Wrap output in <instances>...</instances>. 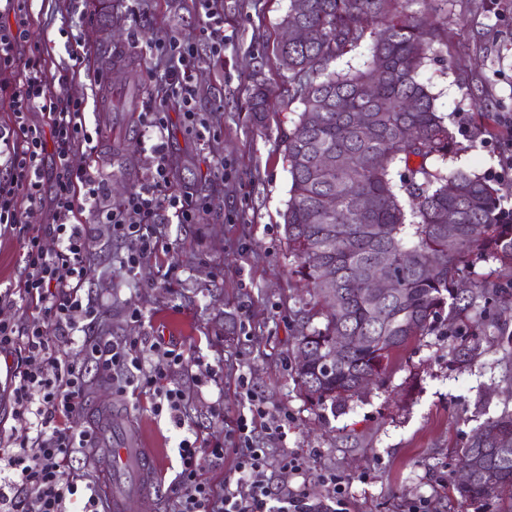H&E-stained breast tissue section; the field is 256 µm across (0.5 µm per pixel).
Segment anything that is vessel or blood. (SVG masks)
Listing matches in <instances>:
<instances>
[{"label": "vessel or blood", "instance_id": "vessel-or-blood-1", "mask_svg": "<svg viewBox=\"0 0 512 512\" xmlns=\"http://www.w3.org/2000/svg\"><path fill=\"white\" fill-rule=\"evenodd\" d=\"M113 421L111 410L100 412L99 425L105 445L92 463L100 473L113 479L103 492L108 512H129L132 503L153 491L151 453L142 448L139 441L130 438L124 441L122 447H111L109 441Z\"/></svg>", "mask_w": 512, "mask_h": 512}]
</instances>
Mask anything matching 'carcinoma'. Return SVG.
<instances>
[{"mask_svg":"<svg viewBox=\"0 0 512 512\" xmlns=\"http://www.w3.org/2000/svg\"><path fill=\"white\" fill-rule=\"evenodd\" d=\"M413 2L289 0L282 18L321 32L314 42L277 46L279 66L290 72L288 97L302 105L282 141L290 188L281 217L291 273L310 294L297 313L295 337L296 351H307L309 361L296 377L321 409L334 410L356 395L367 376L382 379L395 355L428 335L443 311L452 321L483 319L492 326L490 296L512 302L506 289L472 277L476 261L492 260L512 279V223L501 219L485 178L436 166L455 154L456 144L421 70L443 43L447 22L427 10L409 13ZM364 42L363 67L332 68ZM407 100L414 110H405ZM269 107L266 90L254 87L249 110L261 115ZM359 112L370 117L368 127L355 125ZM410 126L421 132L416 144L403 138ZM328 154L336 155V168L324 171ZM359 195L370 200L363 212L353 206ZM328 196L336 200L332 211L323 208ZM448 212L457 216L452 245L440 229ZM375 263L396 281L394 292L378 301L363 295L364 272ZM323 266L337 273L335 287H324ZM341 335L367 341L349 346L328 368L323 359ZM479 355L475 342L452 350L451 361L470 363ZM452 456L470 473L453 484L461 500L477 504L511 493L512 412L487 419Z\"/></svg>","mask_w":512,"mask_h":512,"instance_id":"obj_1","label":"carcinoma"}]
</instances>
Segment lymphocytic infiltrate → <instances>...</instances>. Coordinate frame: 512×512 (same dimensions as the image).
<instances>
[{
  "mask_svg": "<svg viewBox=\"0 0 512 512\" xmlns=\"http://www.w3.org/2000/svg\"><path fill=\"white\" fill-rule=\"evenodd\" d=\"M5 2L4 11L14 15L16 24L0 27V88L8 90L13 111L11 127L0 128V156L6 159L0 175V227L17 229L22 197L32 204L49 203L50 221L25 231L20 289L0 291V304L18 298L36 310L32 317L0 321V353L12 358V415L25 425L20 433L0 431V512H68V504L82 493L87 496L82 512H99L92 482H78L70 468L76 455L89 453L96 443L92 430L73 424L83 410L86 365H93L101 380L133 373L137 389L151 398L152 413L169 414L179 424L186 393L167 379L173 370L185 368L186 360L158 342L144 351L135 338L79 336L82 323L96 317L93 305L82 296L95 247L92 227L111 225L113 238L127 245L120 265L131 272L158 248L155 226L161 210L171 211L181 224L197 223L205 210V202L171 192L166 142L170 103H177L185 126L208 128L191 82L198 52L195 45L174 36L153 43L168 78L154 106L141 115L150 142L149 175L114 206L107 201L106 177L72 163L76 152L96 150L84 100L46 84L39 54H31L24 66L16 64V47L27 36L25 18L33 0ZM37 111L43 123L31 122V113ZM49 161L54 164L50 180L45 177ZM47 234L55 239L56 248L44 246ZM75 347L83 353L84 365L70 359L68 352ZM230 433L237 438V466L233 477L219 486L201 478L200 461L206 455L223 459V443L201 447L181 440L175 512H350L345 487L336 475L327 476V496L318 502L304 485L265 480L269 456L254 438L247 416H239Z\"/></svg>",
  "mask_w": 512,
  "mask_h": 512,
  "instance_id": "f902f5d3",
  "label": "lymphocytic infiltrate"
}]
</instances>
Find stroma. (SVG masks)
I'll use <instances>...</instances> for the list:
<instances>
[{
  "label": "stroma",
  "mask_w": 512,
  "mask_h": 512,
  "mask_svg": "<svg viewBox=\"0 0 512 512\" xmlns=\"http://www.w3.org/2000/svg\"><path fill=\"white\" fill-rule=\"evenodd\" d=\"M287 9L288 0H224V26L235 38L217 58L201 40L196 0H112L108 33L100 30L91 0H35L17 60L43 48L49 84L67 76L68 93L85 100L88 129L101 131L99 146L72 162L107 176L110 203H121L146 175L140 114L166 82L152 40L173 34L196 43V106L211 126L210 136L201 138L174 124L168 141L172 161L187 163L173 174L174 188L208 206L200 223L179 224L162 212L158 252L132 278L120 266L125 243L113 239L110 225H94L100 247L88 284L99 305L88 335L135 337L146 347L161 340L189 358L188 368L172 376L188 396L185 423L153 415L134 389L122 393L97 379L85 392V406H112L121 415L113 442L136 437L153 455L155 493L133 512H172L179 442L224 440L237 416L248 413L250 393L269 420L285 425L282 441L266 428L256 430L270 460L287 450L301 454V480L313 500L325 499L323 478L335 474L345 481L352 512H408L421 499L431 501L434 512H506L511 504L504 499L480 507L462 503L451 491L455 461L448 454L487 418L512 411V347L494 330L461 329L440 318L432 334L412 340L393 359L382 381L334 412L311 405L295 380L296 312L309 295L289 273L281 218L290 186L281 139L300 109L288 96L287 71L275 60ZM70 39L88 52L77 74L65 48ZM447 39L422 71L456 142L447 167L485 177L499 199L512 200V0H448ZM115 52L126 69L102 65V54ZM130 67L139 84L131 103L125 98ZM256 84L269 90L273 103L260 119L247 108ZM218 159L226 164L220 177L212 169ZM228 313L237 324L231 342L223 334ZM475 338L482 356L450 365L451 349Z\"/></svg>",
  "instance_id": "stroma-1"
}]
</instances>
